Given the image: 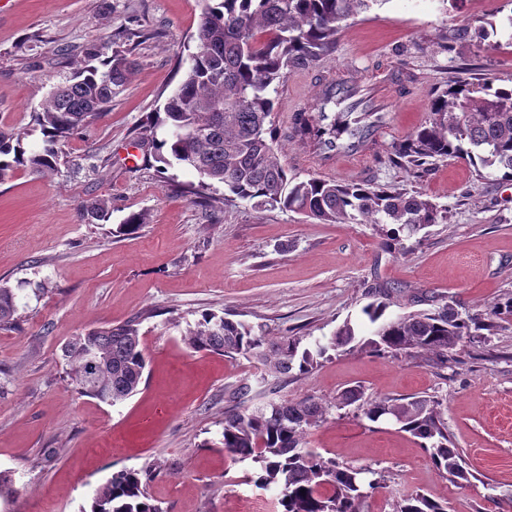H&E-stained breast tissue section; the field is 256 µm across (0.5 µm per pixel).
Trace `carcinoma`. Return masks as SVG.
Instances as JSON below:
<instances>
[{
	"mask_svg": "<svg viewBox=\"0 0 512 512\" xmlns=\"http://www.w3.org/2000/svg\"><path fill=\"white\" fill-rule=\"evenodd\" d=\"M195 51L185 78L153 113V127L167 128L153 139L158 160L187 167L200 177L224 185L226 201L241 200L258 208L306 214L323 224H373L381 228L388 249L402 245L401 233L413 234L448 221L440 208L399 186H371L354 179L299 180L288 176L275 151V134L267 126L278 88L290 67L306 66L334 49L341 24L360 13L370 0H202ZM84 59L72 63L67 80L53 88L33 113L44 145L24 146L27 132L0 126V183L16 170L48 176L57 168L62 147L73 132L99 121L112 97L131 75L128 51L104 56L103 46L87 44ZM99 64H93V61ZM326 86L313 112L294 117V134L321 154L368 145L373 128L385 115L372 107L365 89L352 81L349 94L336 98ZM462 158L477 173L493 170L512 181V87L475 85L459 80L432 102L430 118L393 147L392 162L416 178L427 175L438 158ZM87 215L107 221L110 200L86 205ZM146 213L127 216L120 228L132 235L147 223ZM377 300L363 308L366 331L343 322L316 350L300 348L301 339L256 334L242 321L205 311L183 331L196 352L259 360L264 374L278 382L292 371L310 373L328 351L350 344L393 357H424L443 367L448 353L493 327V319H512V299L465 314L446 303L433 310L391 315L390 291H374ZM17 312L13 289L0 285V329L11 327ZM67 373L84 395L112 407L140 390L147 365L137 323L94 328L61 347ZM362 401L360 415L371 422L391 421L422 440L435 468L449 480H468L460 452L451 446L443 419V402L431 396L363 399L358 389L331 401L311 397L270 401L249 413L231 409L224 416L221 444L234 460L256 463L250 481L278 491V512H360L370 469L325 460L304 447L307 428L326 419L332 407ZM90 512H161L151 502L142 471L122 468L99 486ZM395 512H446V505L425 494L403 497Z\"/></svg>",
	"mask_w": 512,
	"mask_h": 512,
	"instance_id": "carcinoma-1",
	"label": "carcinoma"
}]
</instances>
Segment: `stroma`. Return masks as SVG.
Here are the masks:
<instances>
[{
	"label": "stroma",
	"mask_w": 512,
	"mask_h": 512,
	"mask_svg": "<svg viewBox=\"0 0 512 512\" xmlns=\"http://www.w3.org/2000/svg\"><path fill=\"white\" fill-rule=\"evenodd\" d=\"M201 12V0H0V125L27 131L31 147L42 142L32 115L69 76L66 58L128 28L144 34L129 55L134 74L104 118L68 139L56 171L20 169L0 183V284L20 298L15 326L0 329V473L10 479L0 512H86L95 489L125 467L152 470L147 492L162 512H237L244 500L274 512V493L248 481L254 463L219 443L224 394L242 384L248 410L354 388L367 399L437 397L470 481L450 482L420 439L358 416L353 404L330 409L306 446L375 471L382 487L363 512H393L416 492L447 512H512V321L461 343L444 368L342 349L278 383L256 360L196 352L182 339L211 310L311 348L344 321L362 323L380 286L392 289L396 315L512 297V181L477 175L460 158L420 179L391 161L450 81L512 86V0H374L343 24L331 53L287 70L271 121L290 173L404 184L447 206L446 223L396 252L371 224H320L243 201L205 209L183 191L199 183L196 173L160 170L155 150L137 144L187 71ZM462 26L469 38L452 40ZM340 73L380 92L387 112L370 143L338 163L303 147L292 127ZM97 197L110 199L109 221L86 216ZM143 211L149 221L137 234H118ZM132 319L148 358L139 393L117 407L80 394L62 344Z\"/></svg>",
	"instance_id": "obj_1"
}]
</instances>
